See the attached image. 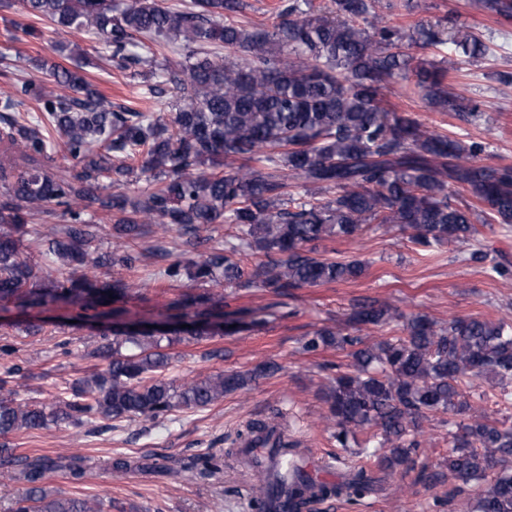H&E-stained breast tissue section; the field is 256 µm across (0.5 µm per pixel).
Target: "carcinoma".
Here are the masks:
<instances>
[{
	"label": "carcinoma",
	"mask_w": 512,
	"mask_h": 512,
	"mask_svg": "<svg viewBox=\"0 0 512 512\" xmlns=\"http://www.w3.org/2000/svg\"><path fill=\"white\" fill-rule=\"evenodd\" d=\"M26 13L59 28L93 36L124 68L152 62L158 50L177 44L184 59L168 63L163 76L178 94L170 117L112 104L77 71L59 63L45 80L18 78L0 98V300L21 310L63 305L79 324L112 320V303L135 292L122 277L98 280L90 271L128 270L142 254L130 242L154 225L163 232L199 238V232L233 224L224 248L172 261L163 276L172 283L224 282L241 290L264 289L278 297L296 288L348 283L369 262L315 255L311 244L354 239L375 224H395L421 251L474 239V222L512 224V166L477 161L479 145L437 133L410 112L388 107L383 90L398 78L415 77L429 107L466 109L447 82V69L417 58L410 49L446 46L468 60L486 53L469 27L440 22L406 29L390 25L382 0H331L313 13L299 0L278 6L271 29L234 20L243 0H192L179 8L160 0H21ZM497 18L512 17V0H475ZM36 104L30 116L20 108ZM72 162L63 174L56 157ZM146 186L136 197L122 190L134 169ZM304 183L289 191L287 175ZM110 180L114 191L102 181ZM453 194L467 199L458 204ZM67 222L49 250L54 265L32 263L16 234L34 212ZM94 208L112 223V252L91 248ZM259 254L249 269L235 255ZM224 306L208 293L182 291L164 319L179 324L169 334L211 336L222 331ZM400 335L373 339L384 327ZM102 336L95 350L101 366L77 379L71 398L52 404L17 398L10 382L26 379L18 366L0 376V436L47 429L83 418L108 423L155 421L177 407L204 408L273 374L264 362L247 372H219L176 387L161 378L169 355L152 330ZM347 351V371L322 389L330 436L342 448L366 434L357 453L380 471L415 468L424 423L448 416V478L477 489L470 512H512V425L473 400L475 380H512V319L455 317L438 322L407 315L373 299L354 304L346 324L314 330L303 350ZM266 433L267 458L291 455L296 444L251 422L246 433ZM0 477L24 480L14 512H105L99 498L51 496L43 483L58 470L74 481L85 476L83 457L13 458ZM251 499L266 507L282 496L289 512L315 501L352 499L376 489L379 477L357 466L334 482L317 483L300 465L274 472L255 464Z\"/></svg>",
	"instance_id": "carcinoma-1"
}]
</instances>
